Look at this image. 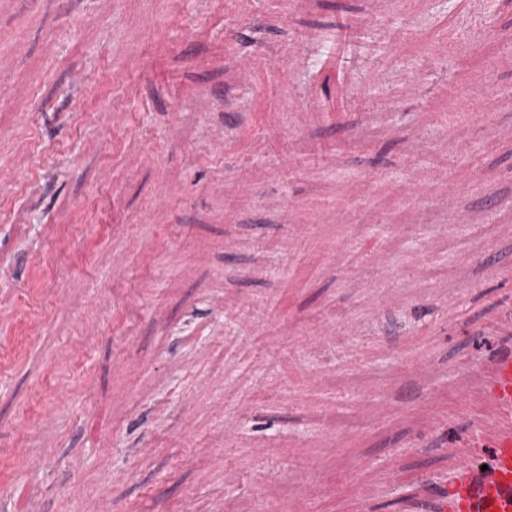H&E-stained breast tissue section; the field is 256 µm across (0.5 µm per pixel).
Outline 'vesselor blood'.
<instances>
[{
  "mask_svg": "<svg viewBox=\"0 0 512 512\" xmlns=\"http://www.w3.org/2000/svg\"><path fill=\"white\" fill-rule=\"evenodd\" d=\"M491 415L479 417L470 445L460 451V463L446 480L432 484L436 512H512V340H507L480 386ZM495 434L494 451L481 457L478 443Z\"/></svg>",
  "mask_w": 512,
  "mask_h": 512,
  "instance_id": "vessel-or-blood-1",
  "label": "vessel or blood"
}]
</instances>
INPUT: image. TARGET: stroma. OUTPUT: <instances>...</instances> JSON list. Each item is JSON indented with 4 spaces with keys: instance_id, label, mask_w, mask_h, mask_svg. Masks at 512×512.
Masks as SVG:
<instances>
[{
    "instance_id": "35a3bbf8",
    "label": "stroma",
    "mask_w": 512,
    "mask_h": 512,
    "mask_svg": "<svg viewBox=\"0 0 512 512\" xmlns=\"http://www.w3.org/2000/svg\"><path fill=\"white\" fill-rule=\"evenodd\" d=\"M506 294L512 0H0V512H418Z\"/></svg>"
}]
</instances>
